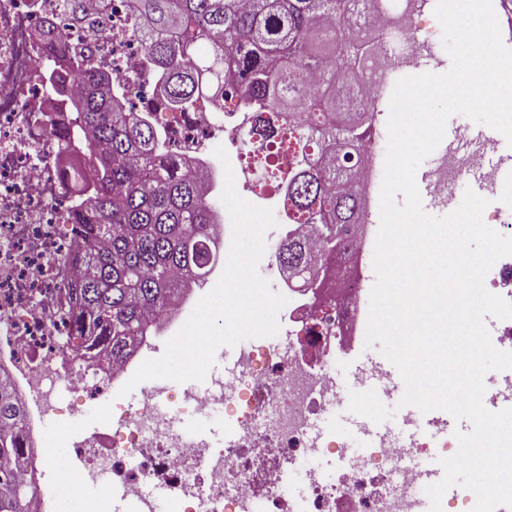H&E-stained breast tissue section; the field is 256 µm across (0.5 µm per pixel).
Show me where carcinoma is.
I'll return each instance as SVG.
<instances>
[{"instance_id":"carcinoma-1","label":"carcinoma","mask_w":512,"mask_h":512,"mask_svg":"<svg viewBox=\"0 0 512 512\" xmlns=\"http://www.w3.org/2000/svg\"><path fill=\"white\" fill-rule=\"evenodd\" d=\"M369 9L366 0H133L142 54L132 82L153 81L157 106L172 112H244L246 135L270 143L242 152L241 170L284 194L291 218L308 224L332 257L344 253L364 208L354 170L374 135L377 107L354 95L372 40L364 27L336 22ZM79 98L49 84L57 103L43 114L57 130L79 114L91 133L74 146L88 157L66 180L71 219L82 225L86 274L69 285L68 317L85 353L114 358L143 335L150 311L201 284L218 253L216 205L201 191L200 165L172 158L168 132L134 112L124 92L86 58L51 55ZM305 242L291 233L277 266L299 281L309 274ZM24 406L0 373V512H27L17 497L24 452Z\"/></svg>"}]
</instances>
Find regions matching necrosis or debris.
I'll return each mask as SVG.
<instances>
[{
	"mask_svg": "<svg viewBox=\"0 0 512 512\" xmlns=\"http://www.w3.org/2000/svg\"><path fill=\"white\" fill-rule=\"evenodd\" d=\"M83 4L88 28L72 26L63 0H0V368L26 406L22 434L30 454L21 475L31 489L32 512H58L57 484L69 481L67 465L75 459L90 472L108 466L134 512H145L143 489L153 481L169 488L173 512H420L426 471L458 449L447 421L404 443L382 434L359 454L347 453L335 435L313 430L337 395V345L367 326L360 315L366 290L349 271L369 250L365 234H356L339 263L329 304L289 289L294 328L287 346L266 337L240 345L239 375L226 394L165 390L153 380L141 387L137 403L119 395L158 343L189 318L199 297L186 291L152 317L134 355L108 362L66 345L67 284L81 268L62 265L61 258L81 236L70 220L64 179L82 160L64 152L40 118L53 106L38 79L40 60L59 34L66 52L84 51L121 84L128 83L130 62L140 52L130 0ZM425 6V0H376L367 27L378 48L364 65L373 98L391 97L399 78L421 74L430 46L416 20ZM166 126L174 152L208 164L216 175L223 169L211 149L215 133L235 149L243 138L232 118L207 112L170 113ZM387 139L377 134L361 164L359 189L375 203ZM494 150L487 143L479 151H442L429 175L432 201L459 207L455 188L475 172L491 197L511 195L512 180L488 162ZM101 400L108 409L105 429L68 440L64 457L38 453L50 441L42 429L46 415L67 426ZM215 403L224 409L230 444L185 435L182 421L208 414ZM322 451L341 460L333 476L307 464Z\"/></svg>",
	"mask_w": 512,
	"mask_h": 512,
	"instance_id": "4bbe7bcc",
	"label": "necrosis or debris"
}]
</instances>
